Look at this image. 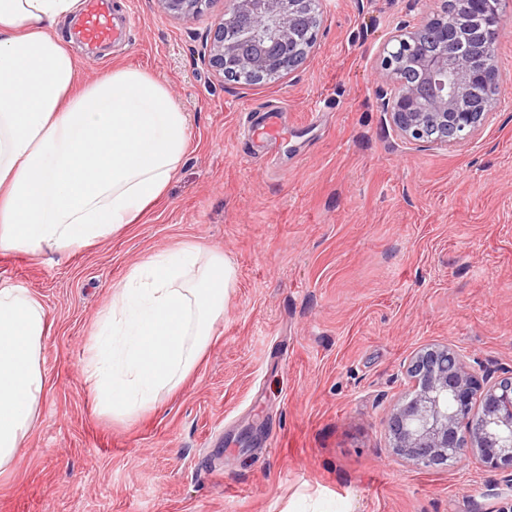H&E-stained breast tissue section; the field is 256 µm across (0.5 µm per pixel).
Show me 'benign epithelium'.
<instances>
[{"label":"benign epithelium","mask_w":512,"mask_h":512,"mask_svg":"<svg viewBox=\"0 0 512 512\" xmlns=\"http://www.w3.org/2000/svg\"><path fill=\"white\" fill-rule=\"evenodd\" d=\"M211 0H156L168 17L190 20ZM448 0L403 27L384 48L377 95L394 130L408 141L458 147L477 137L498 110L503 78L488 44L501 31L499 0ZM311 0H224L204 61L226 78L259 84L293 71L316 44L320 12ZM412 393L388 422L394 455L432 468L462 456L512 482V377L491 380L459 350L416 351L406 368Z\"/></svg>","instance_id":"benign-epithelium-1"}]
</instances>
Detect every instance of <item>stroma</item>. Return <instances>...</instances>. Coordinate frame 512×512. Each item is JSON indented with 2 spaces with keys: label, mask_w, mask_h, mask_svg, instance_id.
Here are the masks:
<instances>
[{
  "label": "stroma",
  "mask_w": 512,
  "mask_h": 512,
  "mask_svg": "<svg viewBox=\"0 0 512 512\" xmlns=\"http://www.w3.org/2000/svg\"><path fill=\"white\" fill-rule=\"evenodd\" d=\"M128 40L69 39L80 81L119 67L165 80L190 116L166 197L75 253H0V285L44 305L39 420L0 475V512H512V484L464 457L420 469L388 422L409 358L449 345L512 372V0L502 103L460 149L400 138L376 97L382 49L420 0H321L289 76L230 81L202 53L224 0L191 21L112 0ZM284 141L259 142L269 107ZM193 242L237 283L205 355L152 408L96 407L88 347L113 283Z\"/></svg>",
  "instance_id": "obj_1"
}]
</instances>
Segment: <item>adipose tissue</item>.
<instances>
[{"label": "adipose tissue", "mask_w": 512, "mask_h": 512, "mask_svg": "<svg viewBox=\"0 0 512 512\" xmlns=\"http://www.w3.org/2000/svg\"><path fill=\"white\" fill-rule=\"evenodd\" d=\"M80 0H0V252L70 253L108 239L163 198L189 145L167 83L116 68L77 85L58 33ZM226 255L185 243L113 285L85 372L99 407L132 417L178 389L236 285ZM41 301L0 286V474L43 398Z\"/></svg>", "instance_id": "obj_1"}]
</instances>
